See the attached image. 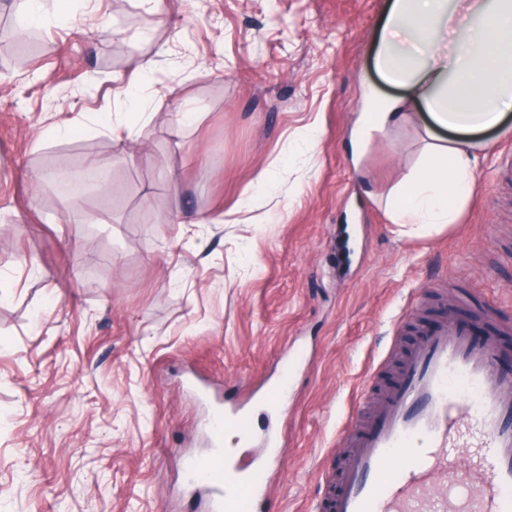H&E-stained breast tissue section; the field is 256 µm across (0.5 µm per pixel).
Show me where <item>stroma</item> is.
<instances>
[{
	"mask_svg": "<svg viewBox=\"0 0 512 512\" xmlns=\"http://www.w3.org/2000/svg\"><path fill=\"white\" fill-rule=\"evenodd\" d=\"M386 2L46 0L35 24L0 0V512H210L185 464L218 403L249 406V458L281 441L260 512H320L426 310L512 327V115L426 235L385 211L425 114L351 159L368 96L400 93L372 69ZM91 164L105 185L62 191Z\"/></svg>",
	"mask_w": 512,
	"mask_h": 512,
	"instance_id": "1",
	"label": "stroma"
}]
</instances>
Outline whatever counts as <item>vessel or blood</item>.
<instances>
[{
    "label": "vessel or blood",
    "mask_w": 512,
    "mask_h": 512,
    "mask_svg": "<svg viewBox=\"0 0 512 512\" xmlns=\"http://www.w3.org/2000/svg\"><path fill=\"white\" fill-rule=\"evenodd\" d=\"M498 353L464 321L420 330L385 400L341 432L350 452L327 512H512V377ZM228 427L250 444L249 411L218 405L212 449L189 463L212 512H244L271 482V460L225 459Z\"/></svg>",
    "instance_id": "vessel-or-blood-1"
}]
</instances>
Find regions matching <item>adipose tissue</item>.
Instances as JSON below:
<instances>
[{
    "instance_id": "obj_1",
    "label": "adipose tissue",
    "mask_w": 512,
    "mask_h": 512,
    "mask_svg": "<svg viewBox=\"0 0 512 512\" xmlns=\"http://www.w3.org/2000/svg\"><path fill=\"white\" fill-rule=\"evenodd\" d=\"M374 67L400 97L370 102L351 135L360 161L392 125L424 109L425 156L386 202L395 224L441 228L472 203L476 170L512 111V0H389Z\"/></svg>"
}]
</instances>
